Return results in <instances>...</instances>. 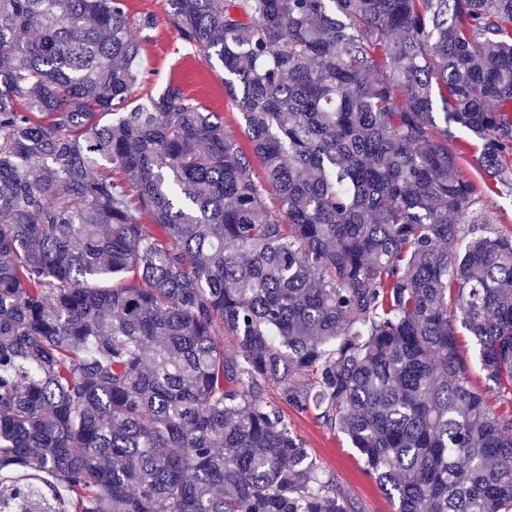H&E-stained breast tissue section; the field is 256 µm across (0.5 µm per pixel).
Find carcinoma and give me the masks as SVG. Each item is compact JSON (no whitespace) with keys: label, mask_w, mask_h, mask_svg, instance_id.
<instances>
[{"label":"carcinoma","mask_w":512,"mask_h":512,"mask_svg":"<svg viewBox=\"0 0 512 512\" xmlns=\"http://www.w3.org/2000/svg\"><path fill=\"white\" fill-rule=\"evenodd\" d=\"M168 4L247 145L133 99L125 0H0V512H365L273 387L395 512H512V236L433 133L512 186V0ZM459 354L466 363L472 383L480 388L487 385L483 372L480 370L475 355V348L470 336L463 329H459ZM269 400L283 412L288 427L310 448L322 465L336 475L342 490L368 506L367 512H395L391 503L363 471V463L342 434L320 426L313 412H297L284 403L276 389L268 391Z\"/></svg>","instance_id":"carcinoma-1"}]
</instances>
